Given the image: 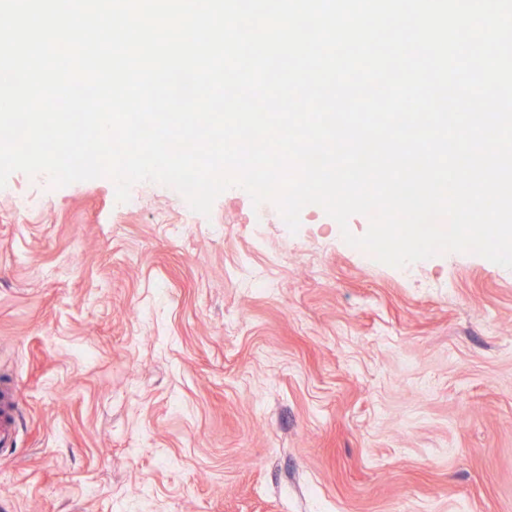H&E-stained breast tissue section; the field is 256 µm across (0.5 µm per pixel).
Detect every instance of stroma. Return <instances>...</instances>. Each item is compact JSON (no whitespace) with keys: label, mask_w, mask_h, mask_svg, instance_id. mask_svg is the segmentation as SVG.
Here are the masks:
<instances>
[{"label":"stroma","mask_w":512,"mask_h":512,"mask_svg":"<svg viewBox=\"0 0 512 512\" xmlns=\"http://www.w3.org/2000/svg\"><path fill=\"white\" fill-rule=\"evenodd\" d=\"M317 205L0 189V512H512V269ZM17 397L12 383L0 382V447L11 442L17 421Z\"/></svg>","instance_id":"stroma-1"}]
</instances>
